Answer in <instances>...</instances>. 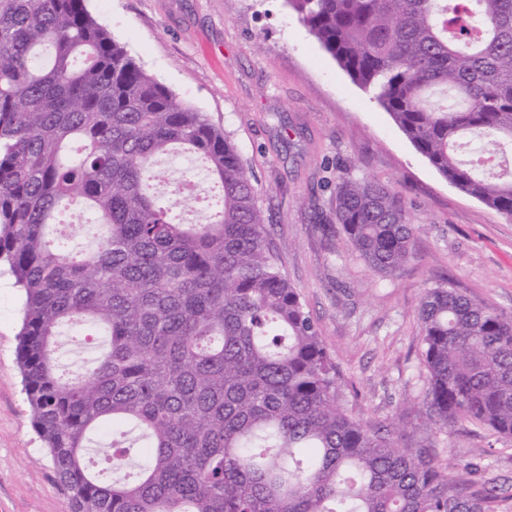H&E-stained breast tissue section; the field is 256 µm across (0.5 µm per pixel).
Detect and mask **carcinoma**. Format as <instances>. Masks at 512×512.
<instances>
[{
	"mask_svg": "<svg viewBox=\"0 0 512 512\" xmlns=\"http://www.w3.org/2000/svg\"><path fill=\"white\" fill-rule=\"evenodd\" d=\"M286 2L443 178L512 220V0ZM178 151L216 189L197 224L149 188ZM335 198L371 269L408 261L398 192L341 175ZM74 203L103 227L87 252L52 238ZM1 263L22 293L32 427L69 512H497L476 468L448 473L349 404L236 145L84 0H0ZM417 316L435 429L511 439L512 320L442 285ZM65 324L107 336L67 379Z\"/></svg>",
	"mask_w": 512,
	"mask_h": 512,
	"instance_id": "1",
	"label": "carcinoma"
}]
</instances>
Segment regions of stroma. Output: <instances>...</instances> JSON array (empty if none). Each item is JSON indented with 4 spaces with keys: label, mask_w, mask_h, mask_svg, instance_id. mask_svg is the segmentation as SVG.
I'll return each mask as SVG.
<instances>
[{
    "label": "stroma",
    "mask_w": 512,
    "mask_h": 512,
    "mask_svg": "<svg viewBox=\"0 0 512 512\" xmlns=\"http://www.w3.org/2000/svg\"><path fill=\"white\" fill-rule=\"evenodd\" d=\"M147 72L237 146L283 268L367 420L419 441L426 371L417 306L459 289L512 320V221L448 183L308 33L286 0H85ZM392 186L417 228L410 259L372 271L334 217L338 175ZM22 295L0 274V512H68L32 428L17 360ZM443 462L512 489V441L436 432Z\"/></svg>",
    "instance_id": "stroma-1"
}]
</instances>
